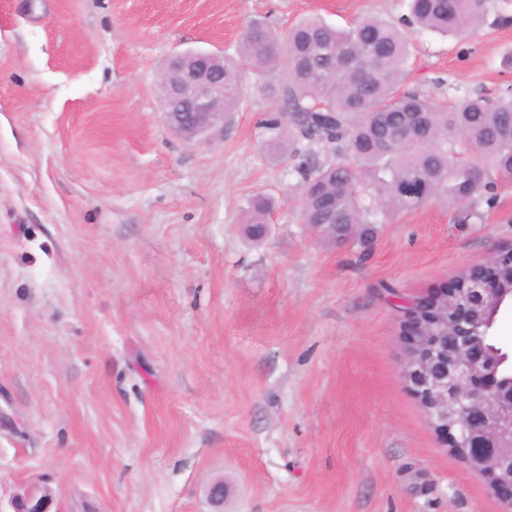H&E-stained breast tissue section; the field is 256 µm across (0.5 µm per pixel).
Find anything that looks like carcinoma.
Wrapping results in <instances>:
<instances>
[{
  "label": "carcinoma",
  "instance_id": "1",
  "mask_svg": "<svg viewBox=\"0 0 512 512\" xmlns=\"http://www.w3.org/2000/svg\"><path fill=\"white\" fill-rule=\"evenodd\" d=\"M486 0H409L402 24L364 16L346 28L318 17L287 35L250 22L238 60H224V113L242 99L239 69L264 77L260 91L280 102L266 121L270 158L297 161L302 213L314 227L335 222L325 237L366 245L390 211L414 210L433 196L477 216L499 182L512 177V88L494 98L467 96L444 111L423 95L398 94L409 59L404 27L454 38L476 32ZM271 201L257 197L247 233L268 223Z\"/></svg>",
  "mask_w": 512,
  "mask_h": 512
}]
</instances>
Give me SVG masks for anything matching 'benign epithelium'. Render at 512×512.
<instances>
[{"instance_id": "7a95c632", "label": "benign epithelium", "mask_w": 512, "mask_h": 512, "mask_svg": "<svg viewBox=\"0 0 512 512\" xmlns=\"http://www.w3.org/2000/svg\"><path fill=\"white\" fill-rule=\"evenodd\" d=\"M222 61L213 52H187L163 76L165 121L189 142L224 126L217 111L224 100ZM506 251L473 267L467 282L421 301L427 315L406 312L400 374L442 444L487 481L503 512H512V384L498 382L497 364L482 350L485 329L512 302V289L490 287L482 272Z\"/></svg>"}]
</instances>
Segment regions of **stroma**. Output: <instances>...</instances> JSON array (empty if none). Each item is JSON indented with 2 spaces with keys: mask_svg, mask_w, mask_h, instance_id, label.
<instances>
[{
  "mask_svg": "<svg viewBox=\"0 0 512 512\" xmlns=\"http://www.w3.org/2000/svg\"><path fill=\"white\" fill-rule=\"evenodd\" d=\"M347 27L407 0H0V512H502L404 387L412 301L512 246L436 197L368 249L305 224L301 179L244 96L211 140L164 121L159 72L235 54L249 21ZM404 93L512 86V0L457 40L407 27ZM269 233L251 241L257 195ZM270 209V199L265 196H258L253 201L252 209L247 217L246 224H248V228H245V231H247V233L250 235H253L252 230L259 234L260 224H265L263 226V234L266 228V224H268V215L270 213Z\"/></svg>",
  "mask_w": 512,
  "mask_h": 512,
  "instance_id": "1",
  "label": "stroma"
}]
</instances>
